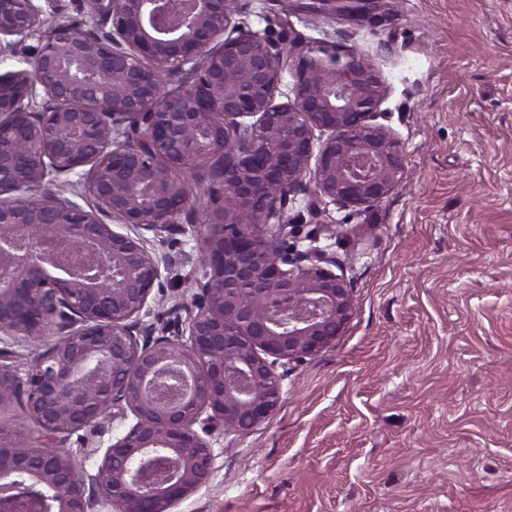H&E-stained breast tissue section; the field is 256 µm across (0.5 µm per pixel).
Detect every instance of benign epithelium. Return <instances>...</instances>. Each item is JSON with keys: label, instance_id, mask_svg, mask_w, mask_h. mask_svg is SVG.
<instances>
[{"label": "benign epithelium", "instance_id": "obj_1", "mask_svg": "<svg viewBox=\"0 0 512 512\" xmlns=\"http://www.w3.org/2000/svg\"><path fill=\"white\" fill-rule=\"evenodd\" d=\"M84 2L86 27L46 28L34 0H0V57L40 36L28 68L0 72V335L45 345L23 378L0 364V410L19 404L35 432L0 447V512H170L213 473L194 425L264 423L277 369L355 316L336 254L288 245V204L369 209L403 181L404 148L376 122L380 72L350 48L295 36L275 52L236 22L242 0ZM382 2L352 11L373 21ZM69 176L94 208L60 191ZM215 181L224 194L204 188ZM181 224L198 292L152 339L144 317L176 259L120 228ZM115 406L135 423L88 474L63 445Z\"/></svg>", "mask_w": 512, "mask_h": 512}]
</instances>
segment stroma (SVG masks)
<instances>
[{
	"instance_id": "35a3bbf8",
	"label": "stroma",
	"mask_w": 512,
	"mask_h": 512,
	"mask_svg": "<svg viewBox=\"0 0 512 512\" xmlns=\"http://www.w3.org/2000/svg\"><path fill=\"white\" fill-rule=\"evenodd\" d=\"M285 5L244 0L238 20L280 48L297 34L366 54L405 178L360 213L289 207L345 263L356 314L285 371L270 419L206 434L212 477L172 512H512V0H388L377 23L348 20L350 0L320 16ZM149 246L179 259L160 328L200 259L187 224ZM133 422L113 408L66 448L95 473L93 448Z\"/></svg>"
}]
</instances>
